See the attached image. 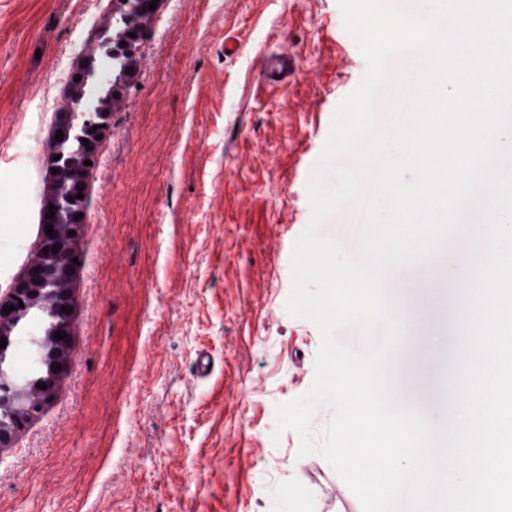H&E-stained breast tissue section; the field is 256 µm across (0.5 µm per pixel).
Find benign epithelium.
Returning a JSON list of instances; mask_svg holds the SVG:
<instances>
[{"instance_id": "1", "label": "benign epithelium", "mask_w": 512, "mask_h": 512, "mask_svg": "<svg viewBox=\"0 0 512 512\" xmlns=\"http://www.w3.org/2000/svg\"><path fill=\"white\" fill-rule=\"evenodd\" d=\"M152 0H126L127 6L125 18L126 29L121 33L120 40L130 41L132 33L147 34L148 27L140 24L145 16L153 15L148 10ZM78 224H55L53 225L54 236L45 237V243L62 244L63 240L72 238L70 232L78 231ZM58 265L56 272L57 287L55 288H25L17 286L10 289L5 297L0 300V339L10 341V337L4 333V322L6 319L25 317L34 310L47 314L51 319L52 329L46 332L43 337H34L33 346L36 350H49L53 359L51 373L43 379L47 388L32 387L29 384L20 385L15 382L9 374L8 348H0V448H10L18 435L24 430L28 423L38 415L44 405L51 398L56 379L60 372L56 366L66 368L68 340L54 338L58 331L69 332L71 327V314L62 311V307L68 306V289L64 283L70 277L73 265V253L70 251H58ZM16 307V310L7 311L8 306Z\"/></svg>"}]
</instances>
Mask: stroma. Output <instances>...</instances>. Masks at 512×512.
<instances>
[{
  "label": "stroma",
  "mask_w": 512,
  "mask_h": 512,
  "mask_svg": "<svg viewBox=\"0 0 512 512\" xmlns=\"http://www.w3.org/2000/svg\"><path fill=\"white\" fill-rule=\"evenodd\" d=\"M111 13L112 0H0V295L41 245L28 173L49 141L21 133L39 114V56L65 86L95 42V104L112 90ZM141 52L72 240L69 364L0 450V512H362L294 431L271 439L321 344L286 310L307 186L335 185L317 161L365 70L337 0H163ZM283 52L290 74L267 82L266 57ZM363 222L348 206L318 234L358 258ZM43 331L36 315L11 332L16 379Z\"/></svg>",
  "instance_id": "obj_1"
}]
</instances>
